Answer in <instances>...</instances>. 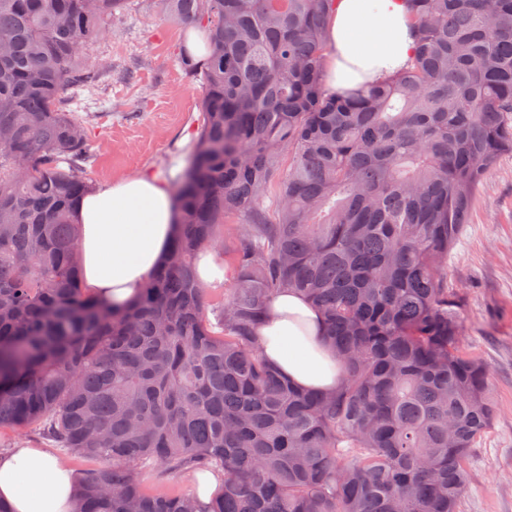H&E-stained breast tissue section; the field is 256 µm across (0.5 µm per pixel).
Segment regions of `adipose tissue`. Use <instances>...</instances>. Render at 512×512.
<instances>
[{"label": "adipose tissue", "mask_w": 512, "mask_h": 512, "mask_svg": "<svg viewBox=\"0 0 512 512\" xmlns=\"http://www.w3.org/2000/svg\"><path fill=\"white\" fill-rule=\"evenodd\" d=\"M326 86L349 95L389 77L415 47L405 0H339L328 27ZM80 227L83 285L122 304L134 298L161 264L173 238L174 205L167 188L143 174L104 185L83 197ZM323 318L304 297L276 295L259 333L263 353L293 385L331 390L341 363L323 336ZM77 479L47 448L0 450V498L14 512H74Z\"/></svg>", "instance_id": "1"}]
</instances>
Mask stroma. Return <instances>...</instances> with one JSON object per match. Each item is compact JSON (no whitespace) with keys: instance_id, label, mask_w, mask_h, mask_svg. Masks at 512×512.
Returning <instances> with one entry per match:
<instances>
[{"instance_id":"obj_1","label":"stroma","mask_w":512,"mask_h":512,"mask_svg":"<svg viewBox=\"0 0 512 512\" xmlns=\"http://www.w3.org/2000/svg\"><path fill=\"white\" fill-rule=\"evenodd\" d=\"M105 28L92 46L98 85L70 103L88 128L87 173L96 186L142 173L170 181L194 145L201 109L200 85L177 60L190 27L160 0H128ZM448 281L463 301L460 346L487 366L497 407L469 458L460 512H512V155L486 174L448 256Z\"/></svg>"}]
</instances>
